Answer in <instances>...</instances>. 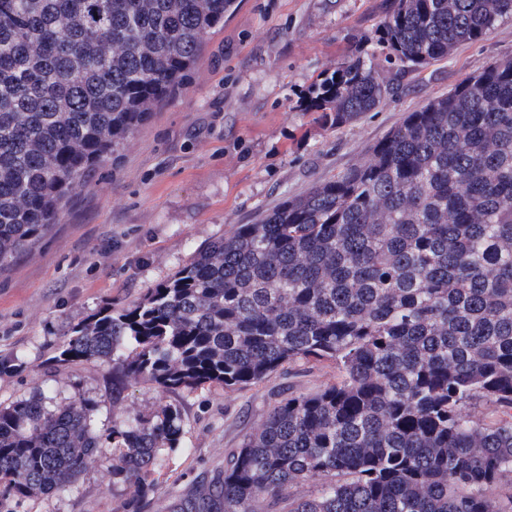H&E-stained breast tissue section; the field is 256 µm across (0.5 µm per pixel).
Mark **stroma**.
<instances>
[{"label": "stroma", "mask_w": 512, "mask_h": 512, "mask_svg": "<svg viewBox=\"0 0 512 512\" xmlns=\"http://www.w3.org/2000/svg\"><path fill=\"white\" fill-rule=\"evenodd\" d=\"M382 14L383 0H235L182 91L119 156L100 164L52 235L0 276V358L19 352L27 362L0 376L1 404L40 389L60 406L96 399L103 428L133 412L149 414L159 393L134 383L113 399L106 365L47 370L70 325L107 304L137 301L207 241L363 162L407 113L491 61L512 57L507 19L425 68L382 69L399 89L356 122L333 128L302 110L310 85L363 45ZM335 377L330 364L300 361L256 386L173 393L184 412L183 447L170 455L143 512H167L201 473L223 465L280 399L316 392ZM111 468V456L96 457L73 485L30 498L18 512H119L136 491L113 484Z\"/></svg>", "instance_id": "obj_1"}]
</instances>
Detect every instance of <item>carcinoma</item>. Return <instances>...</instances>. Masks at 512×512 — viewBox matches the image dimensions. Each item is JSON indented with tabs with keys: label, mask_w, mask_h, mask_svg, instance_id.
Here are the masks:
<instances>
[{
	"label": "carcinoma",
	"mask_w": 512,
	"mask_h": 512,
	"mask_svg": "<svg viewBox=\"0 0 512 512\" xmlns=\"http://www.w3.org/2000/svg\"><path fill=\"white\" fill-rule=\"evenodd\" d=\"M368 38L420 69L512 18V0H383ZM232 0H0V273L58 223L106 157L185 85ZM359 47L321 75L308 112L340 127L391 81ZM336 381L290 394L168 512H512V58L499 59L370 147L368 159L213 239L138 301L72 325L57 371L112 365V398L257 385L286 364ZM97 401L38 390L0 406V512L76 482L112 453L139 502L182 447L165 402L103 433Z\"/></svg>",
	"instance_id": "carcinoma-1"
}]
</instances>
